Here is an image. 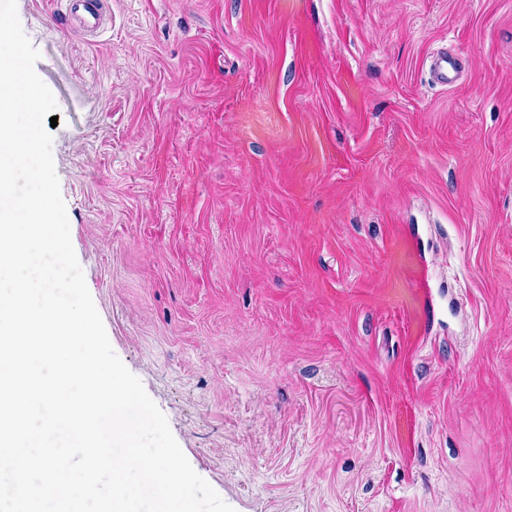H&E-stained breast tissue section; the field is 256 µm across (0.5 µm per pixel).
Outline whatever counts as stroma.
Instances as JSON below:
<instances>
[{"label": "stroma", "instance_id": "obj_1", "mask_svg": "<svg viewBox=\"0 0 512 512\" xmlns=\"http://www.w3.org/2000/svg\"><path fill=\"white\" fill-rule=\"evenodd\" d=\"M105 3L17 13L87 287L196 473L512 512V0Z\"/></svg>", "mask_w": 512, "mask_h": 512}]
</instances>
